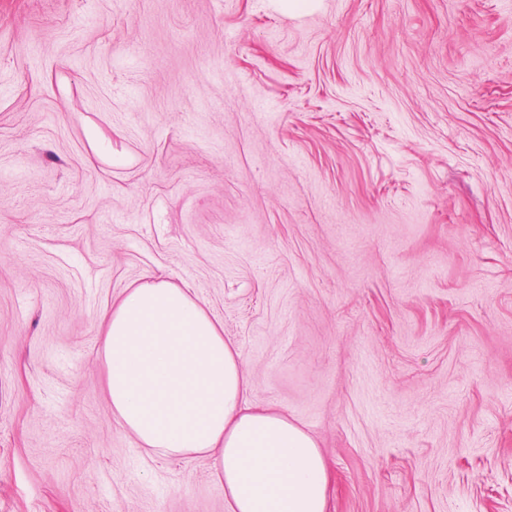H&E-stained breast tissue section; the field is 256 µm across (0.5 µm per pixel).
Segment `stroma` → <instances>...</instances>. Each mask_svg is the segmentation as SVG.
Returning a JSON list of instances; mask_svg holds the SVG:
<instances>
[{
    "mask_svg": "<svg viewBox=\"0 0 512 512\" xmlns=\"http://www.w3.org/2000/svg\"><path fill=\"white\" fill-rule=\"evenodd\" d=\"M158 272L329 512H512V0H0V512H229L112 417Z\"/></svg>",
    "mask_w": 512,
    "mask_h": 512,
    "instance_id": "35a3bbf8",
    "label": "stroma"
}]
</instances>
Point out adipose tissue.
I'll return each instance as SVG.
<instances>
[{
	"label": "adipose tissue",
	"instance_id": "1",
	"mask_svg": "<svg viewBox=\"0 0 512 512\" xmlns=\"http://www.w3.org/2000/svg\"><path fill=\"white\" fill-rule=\"evenodd\" d=\"M100 334L112 416L147 452L210 458L230 512H328L316 439L252 401L238 348L191 289L163 275L131 284Z\"/></svg>",
	"mask_w": 512,
	"mask_h": 512
}]
</instances>
